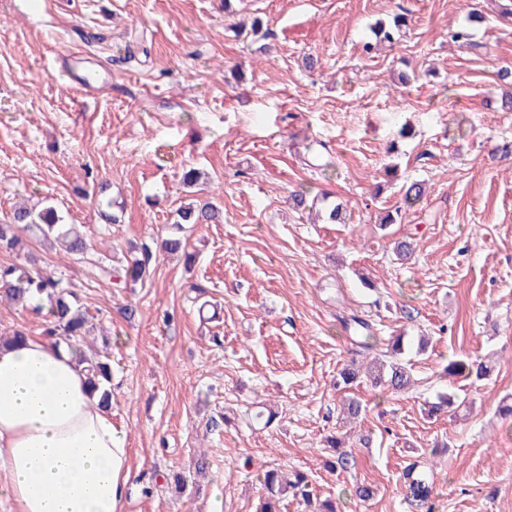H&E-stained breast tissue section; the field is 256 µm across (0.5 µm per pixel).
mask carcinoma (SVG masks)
<instances>
[{"label": "carcinoma", "instance_id": "carcinoma-1", "mask_svg": "<svg viewBox=\"0 0 512 512\" xmlns=\"http://www.w3.org/2000/svg\"><path fill=\"white\" fill-rule=\"evenodd\" d=\"M222 219V210L211 202L188 203L175 210L173 224L179 229L183 224H219ZM27 228L45 239H54L59 248L69 255H83L87 251L84 236L65 223L64 216L56 207L46 205L40 209H13L8 218L0 220V252L22 256L24 262L0 263V298L23 308L42 298L50 302L46 334L55 343H63L74 351L78 363L85 366L93 389L101 391L100 402L104 406L111 399V390L107 388L112 376L109 345L103 343L91 358L82 353L80 342L85 335L89 314L77 305L75 293L62 284L61 278L43 272L38 266V259L29 250L28 240L19 234V230ZM152 259L151 248L143 244L135 248V255L126 260V265L121 268L104 267L102 272L109 280L122 282L126 286L142 283ZM358 326L362 329L358 355L369 359V362L351 360L339 372L336 388L347 389L364 376L374 386L395 393L410 389V363L401 359L404 353L403 337L391 338L380 349L372 327L363 321L358 322ZM447 371L465 378L473 376L482 379L489 375L491 366L467 359H455L449 362ZM406 479L413 498L423 501L431 497L429 482L421 473L412 468L406 472ZM260 484L261 495L256 512H281L280 503L290 497L301 500L312 512H336L333 501L314 498L308 478L302 473L297 472L290 477L277 469H268L263 471Z\"/></svg>", "mask_w": 512, "mask_h": 512}]
</instances>
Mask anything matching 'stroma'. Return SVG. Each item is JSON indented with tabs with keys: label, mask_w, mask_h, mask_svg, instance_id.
<instances>
[{
	"label": "stroma",
	"mask_w": 512,
	"mask_h": 512,
	"mask_svg": "<svg viewBox=\"0 0 512 512\" xmlns=\"http://www.w3.org/2000/svg\"><path fill=\"white\" fill-rule=\"evenodd\" d=\"M234 7L0 0V216L46 200L91 245L31 243L88 309L85 348L111 341L110 411L132 450L124 512H254L268 468L305 473L338 512H512V420L498 412L512 403V112L497 76L512 69V0ZM398 14V42L365 51ZM256 15L265 35H236ZM460 25L471 46L449 40ZM70 54L111 80L86 94L55 69ZM190 166L201 189L180 182ZM414 181L420 203L383 224ZM296 191L316 217L293 208ZM195 198L224 221L184 225L189 266L158 247ZM102 199L121 223L102 222ZM337 203L346 223L326 220ZM135 243L157 250L150 276L114 287L97 260L120 264ZM355 317L405 336L414 383L362 382L351 423L335 381L358 351ZM462 356L490 376L446 374ZM444 394L460 407L429 416ZM333 437L347 469L328 465ZM414 465L433 487L425 504L406 496ZM360 483L369 502L350 496Z\"/></svg>",
	"instance_id": "1"
}]
</instances>
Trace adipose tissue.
<instances>
[{
  "mask_svg": "<svg viewBox=\"0 0 512 512\" xmlns=\"http://www.w3.org/2000/svg\"><path fill=\"white\" fill-rule=\"evenodd\" d=\"M126 439L74 354L32 334L0 347V501L11 512H122Z\"/></svg>",
  "mask_w": 512,
  "mask_h": 512,
  "instance_id": "ef3b65f1",
  "label": "adipose tissue"
}]
</instances>
